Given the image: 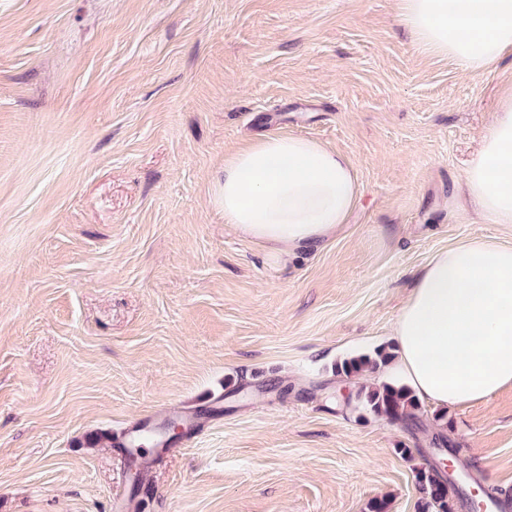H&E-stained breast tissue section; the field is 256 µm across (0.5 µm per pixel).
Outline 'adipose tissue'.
I'll return each instance as SVG.
<instances>
[{"label": "adipose tissue", "instance_id": "1", "mask_svg": "<svg viewBox=\"0 0 512 512\" xmlns=\"http://www.w3.org/2000/svg\"><path fill=\"white\" fill-rule=\"evenodd\" d=\"M421 50L487 73L512 53V0H399ZM352 160L316 140L266 135L224 161L215 204L243 238L284 260L340 231L359 199ZM493 224H512V89L454 191ZM398 369L436 405L512 384V246L469 240L436 252L393 326Z\"/></svg>", "mask_w": 512, "mask_h": 512}]
</instances>
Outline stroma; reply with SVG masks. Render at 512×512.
I'll use <instances>...</instances> for the list:
<instances>
[{
    "label": "stroma",
    "mask_w": 512,
    "mask_h": 512,
    "mask_svg": "<svg viewBox=\"0 0 512 512\" xmlns=\"http://www.w3.org/2000/svg\"><path fill=\"white\" fill-rule=\"evenodd\" d=\"M512 55L476 76L421 51L398 0H0V512H418L445 431L463 488L512 512V386L423 402L421 428L348 405L337 362L393 353L414 275L471 239L448 197ZM272 133L354 162L342 232L282 263L213 202ZM224 409L134 490L106 436ZM415 449L413 459L397 455ZM431 443L434 445L433 448L437 449L439 458H447L446 450L448 448V458L453 461L456 467V473L461 474L460 471L465 470L466 464L459 455V448H455L454 444L448 439L445 433L440 432L434 435L431 439Z\"/></svg>",
    "instance_id": "stroma-1"
}]
</instances>
